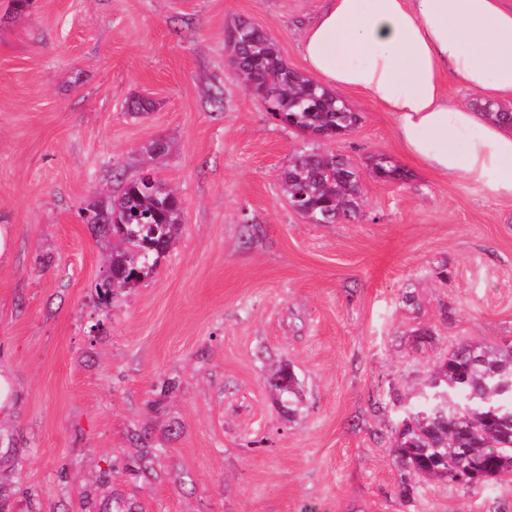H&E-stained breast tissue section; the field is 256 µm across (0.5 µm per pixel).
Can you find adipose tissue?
<instances>
[{
    "label": "adipose tissue",
    "instance_id": "1",
    "mask_svg": "<svg viewBox=\"0 0 512 512\" xmlns=\"http://www.w3.org/2000/svg\"><path fill=\"white\" fill-rule=\"evenodd\" d=\"M301 52L324 87L390 112L409 157L512 197V129L446 89L512 102V0H323Z\"/></svg>",
    "mask_w": 512,
    "mask_h": 512
}]
</instances>
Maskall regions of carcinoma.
<instances>
[{
  "label": "carcinoma",
  "mask_w": 512,
  "mask_h": 512,
  "mask_svg": "<svg viewBox=\"0 0 512 512\" xmlns=\"http://www.w3.org/2000/svg\"><path fill=\"white\" fill-rule=\"evenodd\" d=\"M237 47L233 69L256 90L266 111L282 125L317 138L352 131L360 115L282 58L273 37L246 21L229 30ZM477 110L512 127V106L483 103ZM382 181L407 177L388 157L371 159ZM283 193L305 216L321 224L351 220L360 213L358 170L344 157L305 144L280 177ZM85 221L105 241L112 276L96 285L101 304L112 289L131 286L150 274L178 237L183 223L179 196L159 180L125 182L116 196L97 197L82 208ZM429 399L393 428L391 448L407 477L400 496H410V478L443 480L466 490L512 474V348L463 343L433 370Z\"/></svg>",
  "instance_id": "obj_1"
}]
</instances>
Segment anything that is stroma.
I'll list each match as a JSON object with an SVG mask.
<instances>
[{"label":"stroma","mask_w":512,"mask_h":512,"mask_svg":"<svg viewBox=\"0 0 512 512\" xmlns=\"http://www.w3.org/2000/svg\"><path fill=\"white\" fill-rule=\"evenodd\" d=\"M321 0H0V503L6 512H512V479L414 482L389 437L463 342L512 346V199L407 156L391 113L319 146L359 169L360 215L312 224L280 175L303 135L228 64L245 20L305 71ZM150 98L132 116L133 99ZM164 140L166 154L145 148ZM377 154L408 173L382 182ZM152 171L184 225L99 303L80 217ZM287 365L295 412L271 385ZM161 449L152 476L139 457Z\"/></svg>","instance_id":"35a3bbf8"}]
</instances>
